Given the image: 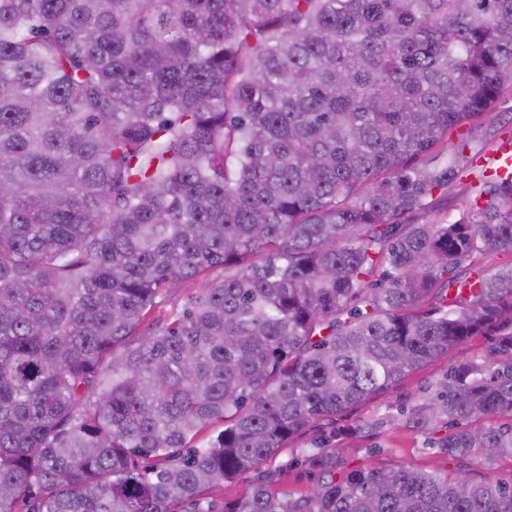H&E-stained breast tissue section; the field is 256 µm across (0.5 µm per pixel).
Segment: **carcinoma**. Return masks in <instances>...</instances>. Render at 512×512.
Returning a JSON list of instances; mask_svg holds the SVG:
<instances>
[{"label": "carcinoma", "mask_w": 512, "mask_h": 512, "mask_svg": "<svg viewBox=\"0 0 512 512\" xmlns=\"http://www.w3.org/2000/svg\"><path fill=\"white\" fill-rule=\"evenodd\" d=\"M508 84L512 0H0V512H512V480L336 447L488 336L400 416L512 458V262L479 263L512 256V178L405 222ZM313 423L309 488L205 497ZM472 176L464 177L460 182L448 186V192L439 195L435 192L429 208L410 218L418 224H452L464 211L470 193L469 184ZM198 286L199 284L196 281H183L175 288H171L166 297L150 314L148 322H155L160 318L166 317L174 309L180 308L189 297L196 294ZM482 338L461 344L410 373L388 392L350 406L336 415L340 434L339 446L351 467L359 465H403L417 469L451 472L456 461L448 460L430 447L426 435L404 429L387 415H397L403 407H410L424 398L432 384L440 380L451 365L476 353L484 347ZM363 425L360 434L347 432Z\"/></svg>", "instance_id": "1"}]
</instances>
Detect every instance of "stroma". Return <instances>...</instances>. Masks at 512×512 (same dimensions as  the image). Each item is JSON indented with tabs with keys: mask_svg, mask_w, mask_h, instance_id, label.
Masks as SVG:
<instances>
[{
	"mask_svg": "<svg viewBox=\"0 0 512 512\" xmlns=\"http://www.w3.org/2000/svg\"><path fill=\"white\" fill-rule=\"evenodd\" d=\"M512 134V87H506L489 116L468 133L472 152L487 154L498 140ZM469 178L449 186L447 193L434 195L429 208L415 215L419 224H450L459 219L470 193ZM484 339L461 344L410 373L388 392L350 406L336 416L340 431L338 443L351 466L403 465L417 469L449 472L455 461L436 453L428 436L404 429L391 416L400 408L424 398L432 384L440 380L451 365L481 350ZM316 437L315 426L296 433L271 462L280 490L303 491L310 478L298 459L310 449Z\"/></svg>",
	"mask_w": 512,
	"mask_h": 512,
	"instance_id": "stroma-1",
	"label": "stroma"
}]
</instances>
